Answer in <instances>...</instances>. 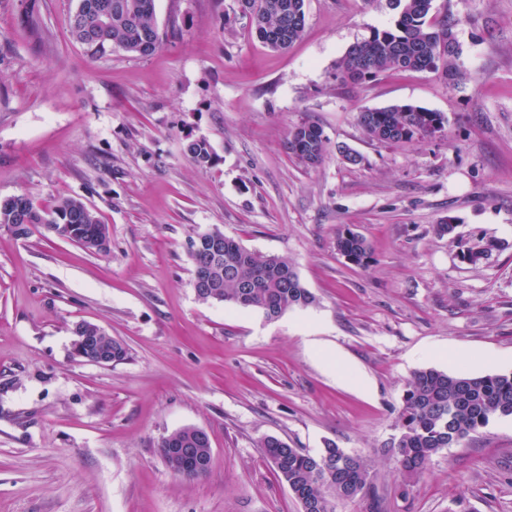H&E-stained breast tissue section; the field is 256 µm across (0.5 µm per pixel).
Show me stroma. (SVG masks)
I'll return each instance as SVG.
<instances>
[{
    "mask_svg": "<svg viewBox=\"0 0 512 512\" xmlns=\"http://www.w3.org/2000/svg\"><path fill=\"white\" fill-rule=\"evenodd\" d=\"M434 6L456 21L454 78L346 85L337 63L391 23L389 0H306L280 52L237 0H155L163 41L146 57L89 56L77 0H0V199L75 197L110 231L92 253L39 224L0 228V512H301L268 436L361 455L380 512H512V418L409 483L388 448L414 371L512 372V0ZM397 103L442 113L444 132L370 140L357 112ZM306 118L331 145L314 168L285 147ZM190 136L215 166L189 161ZM214 226L287 258L314 303L268 320L201 302L188 242ZM344 228L366 265L337 254ZM83 320L127 359L77 356ZM186 426L212 446L191 480L158 453ZM185 154L199 168H209L215 162V152L210 142L204 137L188 141ZM335 247L338 254L355 265H365L369 257V246L365 238L349 228L336 233Z\"/></svg>",
    "mask_w": 512,
    "mask_h": 512,
    "instance_id": "obj_1",
    "label": "stroma"
}]
</instances>
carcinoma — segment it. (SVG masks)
Returning <instances> with one entry per match:
<instances>
[{"mask_svg":"<svg viewBox=\"0 0 512 512\" xmlns=\"http://www.w3.org/2000/svg\"><path fill=\"white\" fill-rule=\"evenodd\" d=\"M397 13L391 25L351 45L337 66V77L345 84H359L392 72L452 73L461 50L453 38V25L434 10V0H391ZM241 11L251 18L252 32L275 51L285 50L305 28V0H239ZM72 36L94 56L117 47L129 54L147 56L161 43L154 0H79L71 19ZM447 119L439 112L411 104H393L375 112L357 113V123L368 138L381 143H403L414 139V129ZM288 139L289 154L305 166H316L325 158L328 138L315 121L305 119ZM305 152L296 153L295 139ZM185 154L199 168L215 162V152L204 138L188 141ZM23 224L14 235L29 234V224H41L60 238L70 237L84 249L107 250L109 230L98 215L78 198H61L47 204L23 192L0 199V227ZM208 233L191 238L192 267L207 249ZM338 254L362 266L369 257L364 237L349 228L336 233ZM203 301L231 303L261 313L273 320L294 307H307L313 295L302 285L294 266L285 258L263 254L224 236V259L212 271L211 286ZM112 352L116 361L127 356L121 341L104 339L100 349L85 352L95 360ZM512 417V373L465 375L435 368L413 372L399 410V437L389 448L396 467L408 477L421 473L432 457L461 444L486 428L495 418ZM178 438L191 444L201 459L211 458V449L199 444L192 427L180 430ZM262 452L279 480L302 498L313 500L315 512H334L332 500L368 495L371 488L366 462L358 455L330 443L316 455L291 448L269 436Z\"/></svg>","mask_w":512,"mask_h":512,"instance_id":"obj_1","label":"carcinoma"}]
</instances>
